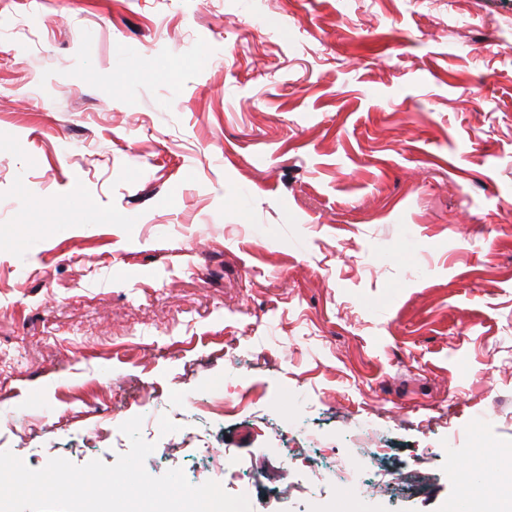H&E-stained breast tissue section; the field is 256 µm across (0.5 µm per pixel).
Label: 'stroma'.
<instances>
[{
    "label": "stroma",
    "instance_id": "stroma-1",
    "mask_svg": "<svg viewBox=\"0 0 512 512\" xmlns=\"http://www.w3.org/2000/svg\"><path fill=\"white\" fill-rule=\"evenodd\" d=\"M135 416L151 476L251 512H471L451 458L512 448V0H0V451L111 464ZM362 426L369 501L316 478Z\"/></svg>",
    "mask_w": 512,
    "mask_h": 512
}]
</instances>
